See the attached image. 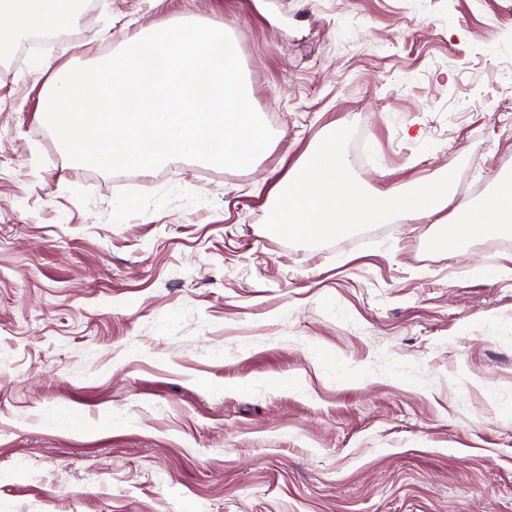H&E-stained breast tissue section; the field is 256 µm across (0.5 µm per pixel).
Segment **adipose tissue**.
<instances>
[{"mask_svg": "<svg viewBox=\"0 0 512 512\" xmlns=\"http://www.w3.org/2000/svg\"><path fill=\"white\" fill-rule=\"evenodd\" d=\"M84 0H0V45L75 26Z\"/></svg>", "mask_w": 512, "mask_h": 512, "instance_id": "adipose-tissue-1", "label": "adipose tissue"}]
</instances>
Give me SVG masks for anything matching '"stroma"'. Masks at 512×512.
Here are the masks:
<instances>
[{"instance_id":"stroma-1","label":"stroma","mask_w":512,"mask_h":512,"mask_svg":"<svg viewBox=\"0 0 512 512\" xmlns=\"http://www.w3.org/2000/svg\"><path fill=\"white\" fill-rule=\"evenodd\" d=\"M185 18L238 41L273 132L247 168L75 163L0 47V512H512V236L263 227L334 124L375 188L512 171V0H88L39 46Z\"/></svg>"}]
</instances>
